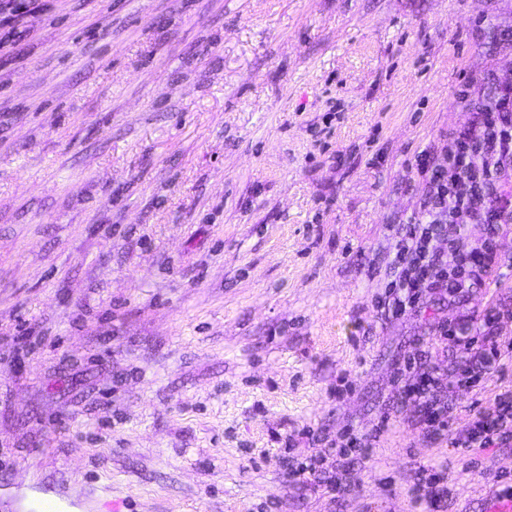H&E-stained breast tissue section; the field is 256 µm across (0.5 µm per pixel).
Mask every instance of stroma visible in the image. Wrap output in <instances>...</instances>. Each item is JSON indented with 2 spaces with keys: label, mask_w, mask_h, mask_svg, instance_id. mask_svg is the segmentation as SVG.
I'll use <instances>...</instances> for the list:
<instances>
[{
  "label": "stroma",
  "mask_w": 512,
  "mask_h": 512,
  "mask_svg": "<svg viewBox=\"0 0 512 512\" xmlns=\"http://www.w3.org/2000/svg\"><path fill=\"white\" fill-rule=\"evenodd\" d=\"M0 28V512H488L512 447L455 441L512 357L425 435L404 361L512 309L491 277L381 307L418 152L512 80V0H36ZM388 429L368 451L348 431ZM329 447L328 492L292 467ZM424 498L430 507V511H442L439 508L448 500V481L445 473L431 475L426 483Z\"/></svg>",
  "instance_id": "stroma-1"
}]
</instances>
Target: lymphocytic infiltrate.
Instances as JSON below:
<instances>
[{
    "mask_svg": "<svg viewBox=\"0 0 512 512\" xmlns=\"http://www.w3.org/2000/svg\"><path fill=\"white\" fill-rule=\"evenodd\" d=\"M415 170L425 183L420 211L398 225L390 246L393 278L385 305L396 318L419 311L429 293L464 294L498 270L495 239L469 244L464 231L471 224H512V199L498 191L502 178L512 175V80L498 83L491 105L474 107L470 124L451 144L419 152ZM510 318L509 309L484 315L482 343L461 344L465 365L456 377L423 370L402 386V398L417 409L422 430L433 435L447 431L448 389L464 386L499 356L500 324ZM511 440L508 391L487 414L472 421L460 444L493 448Z\"/></svg>",
    "mask_w": 512,
    "mask_h": 512,
    "instance_id": "f902f5d3",
    "label": "lymphocytic infiltrate"
}]
</instances>
